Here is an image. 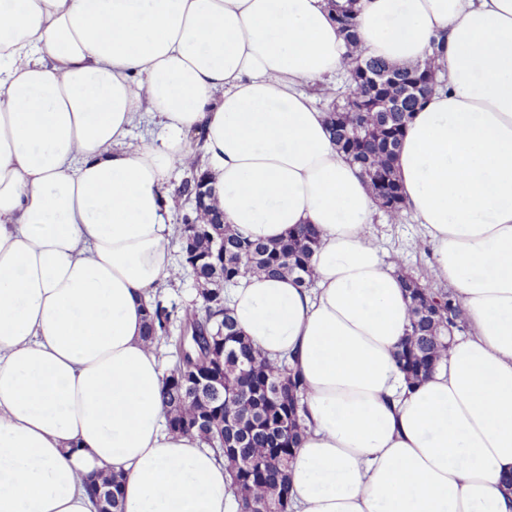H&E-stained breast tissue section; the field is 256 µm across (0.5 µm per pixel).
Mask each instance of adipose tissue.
<instances>
[{
  "label": "adipose tissue",
  "instance_id": "adipose-tissue-1",
  "mask_svg": "<svg viewBox=\"0 0 512 512\" xmlns=\"http://www.w3.org/2000/svg\"><path fill=\"white\" fill-rule=\"evenodd\" d=\"M0 18V512H93L83 480L104 471L124 512H234L223 460L167 430L142 337L174 272L165 187L198 131L225 223L319 231L314 288L231 293L304 380L293 512H512V0H357L363 54L438 81L395 167L469 332L412 389L378 206L301 89L351 52L330 0H0ZM148 117L163 136L132 145Z\"/></svg>",
  "mask_w": 512,
  "mask_h": 512
}]
</instances>
